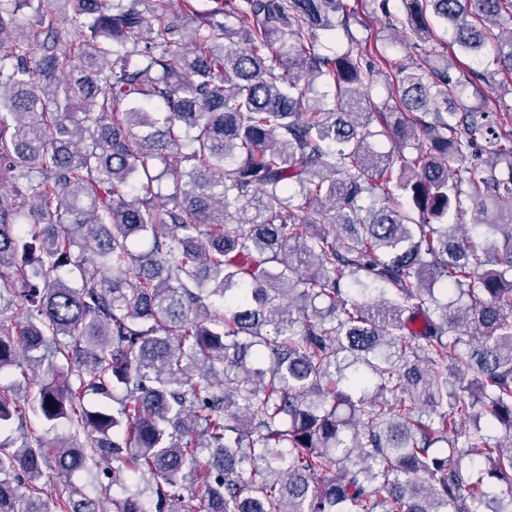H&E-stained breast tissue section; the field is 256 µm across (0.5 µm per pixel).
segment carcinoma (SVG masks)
<instances>
[{"instance_id": "carcinoma-1", "label": "carcinoma", "mask_w": 512, "mask_h": 512, "mask_svg": "<svg viewBox=\"0 0 512 512\" xmlns=\"http://www.w3.org/2000/svg\"><path fill=\"white\" fill-rule=\"evenodd\" d=\"M207 2L0 0V512H512V111L458 103L490 72L400 65L397 116L316 52L356 6ZM400 2L512 75V0Z\"/></svg>"}]
</instances>
